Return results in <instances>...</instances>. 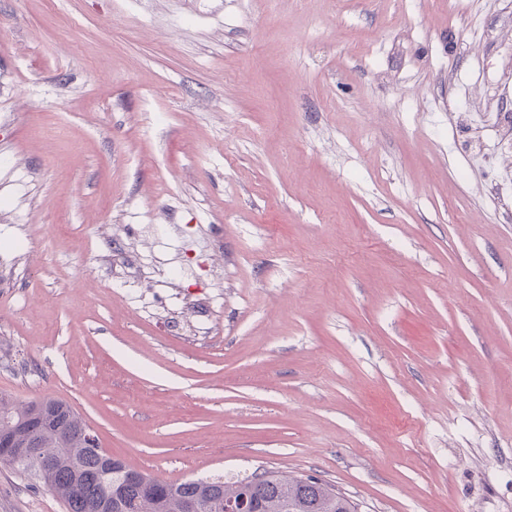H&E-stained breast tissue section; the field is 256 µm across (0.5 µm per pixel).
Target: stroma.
Here are the masks:
<instances>
[{"mask_svg": "<svg viewBox=\"0 0 512 512\" xmlns=\"http://www.w3.org/2000/svg\"><path fill=\"white\" fill-rule=\"evenodd\" d=\"M511 91L512 0H0V392L170 482L512 512Z\"/></svg>", "mask_w": 512, "mask_h": 512, "instance_id": "stroma-1", "label": "stroma"}]
</instances>
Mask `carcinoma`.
I'll return each instance as SVG.
<instances>
[{
    "instance_id": "1",
    "label": "carcinoma",
    "mask_w": 512,
    "mask_h": 512,
    "mask_svg": "<svg viewBox=\"0 0 512 512\" xmlns=\"http://www.w3.org/2000/svg\"><path fill=\"white\" fill-rule=\"evenodd\" d=\"M61 413L49 425L22 417L24 406L0 394V430L19 448H34L48 462L39 475L31 467L0 453V462L34 476L64 504L65 512H101L113 489L119 500L112 512H185L200 502L203 512H224V503L246 505L249 512H358L357 504L326 481L303 474L265 470L252 476L226 480L222 476L183 482L146 476L127 478L128 466L120 462L112 474L100 473L99 457L83 445L82 419L69 404L47 398Z\"/></svg>"
}]
</instances>
